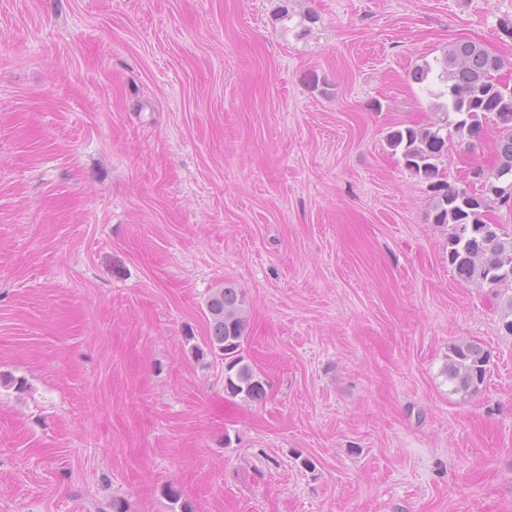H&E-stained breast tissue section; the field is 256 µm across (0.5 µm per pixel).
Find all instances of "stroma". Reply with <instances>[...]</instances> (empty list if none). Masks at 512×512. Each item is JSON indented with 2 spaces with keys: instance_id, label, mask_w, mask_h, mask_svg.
Instances as JSON below:
<instances>
[{
  "instance_id": "1",
  "label": "stroma",
  "mask_w": 512,
  "mask_h": 512,
  "mask_svg": "<svg viewBox=\"0 0 512 512\" xmlns=\"http://www.w3.org/2000/svg\"><path fill=\"white\" fill-rule=\"evenodd\" d=\"M290 18L279 21L280 8ZM512 0H0V512H512V335L387 144ZM497 132L442 162L460 185ZM244 292L224 393L206 301ZM477 341L471 397L443 373ZM245 306V295L237 288L216 289L206 303L209 335L197 352L201 357L209 354L224 360L225 394L261 401L266 395V384L244 362ZM490 357L475 341L454 343L448 348L443 373L452 386L451 391L461 396L480 392L489 374Z\"/></svg>"
}]
</instances>
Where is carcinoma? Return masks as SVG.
Here are the masks:
<instances>
[{"mask_svg":"<svg viewBox=\"0 0 512 512\" xmlns=\"http://www.w3.org/2000/svg\"><path fill=\"white\" fill-rule=\"evenodd\" d=\"M503 67L498 56L470 41L455 42L443 59L417 66L412 81L446 103L439 107L437 121L395 129L388 144L408 170L432 181V223L448 226V264L460 280L491 289L499 302L502 327L512 335V275L502 276L512 269V233L504 228L481 231L491 208L512 206V90L499 86ZM489 119L499 136L493 174L476 192L452 186L439 168L448 131L471 147ZM245 306V295L238 289H216L206 303L209 335L197 352L224 360L225 394L260 401L266 384L244 362ZM489 363L480 343H454L448 347L443 374L453 393L471 396L486 383Z\"/></svg>","mask_w":512,"mask_h":512,"instance_id":"obj_1","label":"carcinoma"}]
</instances>
